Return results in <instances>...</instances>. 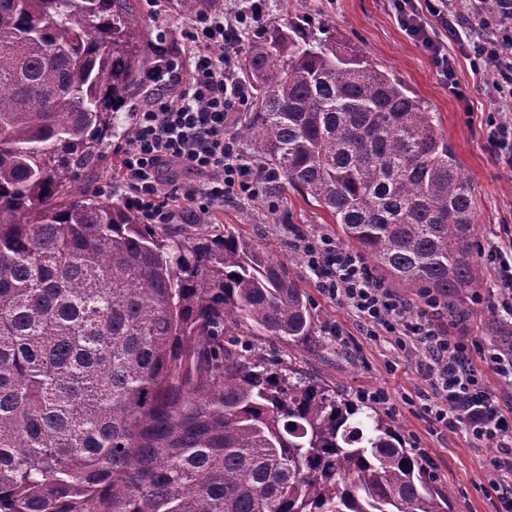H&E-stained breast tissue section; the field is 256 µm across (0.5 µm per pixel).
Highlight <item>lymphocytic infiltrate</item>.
<instances>
[{"mask_svg":"<svg viewBox=\"0 0 512 512\" xmlns=\"http://www.w3.org/2000/svg\"><path fill=\"white\" fill-rule=\"evenodd\" d=\"M407 34L452 82L456 60L449 43L473 48L499 108L512 109V0H391ZM265 0H226L223 10L191 18L188 55L173 61L138 109L135 136L120 148L119 173L107 193L150 224H200L225 201H251L273 175L249 164L231 129L248 104L250 86L236 77L240 44L256 35ZM320 292L346 307L372 340L395 357L419 351L432 392L421 411L433 429L464 432L492 449L485 471L498 494V512H512V405L489 389L485 374L512 383V347L455 336L437 322L445 302L423 297L422 306L398 296L373 273L358 251L329 235L294 241Z\"/></svg>","mask_w":512,"mask_h":512,"instance_id":"lymphocytic-infiltrate-1","label":"lymphocytic infiltrate"}]
</instances>
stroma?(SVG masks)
<instances>
[{"label": "stroma", "mask_w": 512, "mask_h": 512, "mask_svg": "<svg viewBox=\"0 0 512 512\" xmlns=\"http://www.w3.org/2000/svg\"><path fill=\"white\" fill-rule=\"evenodd\" d=\"M269 20L287 19L289 12L303 17L310 30L324 33L338 46L362 55L374 67L388 70L407 89L424 100L436 112L440 128L454 145L465 173L473 183L476 196V235L482 251L493 244L512 239V170L503 168L487 142L486 125L490 118L512 119V112H491L486 92L473 73L469 59L457 45L449 50L456 56L455 89L443 83L429 56L399 27L388 0H267ZM134 16L145 41L157 43L166 34V44L173 49L183 45L182 31L187 22L178 0L167 7L155 6L154 0H132ZM261 245L275 258L287 262L299 286L308 294L315 317V337L304 344H285L273 338L262 344L278 352L284 368L294 375L313 381L323 388L341 392L346 399L357 401L365 388L381 387L393 397L415 395L424 389L419 373V358L401 361L397 371H389L391 354L374 342L349 316L342 305L319 293L315 278L305 268L291 247L295 235L335 234L336 227L326 214L296 192L279 200L278 211L268 209L256 199L240 204L225 202L210 216L213 232L225 226ZM497 269L493 262L484 266L481 297L469 300L465 316L442 318L455 336L491 339L486 324L492 319L489 307L497 298ZM340 323L343 342L329 335L330 323ZM390 421L400 427L408 447L427 449L433 459V471L448 488L452 512H496L495 497L480 489L486 478L482 461L489 451L472 447L462 433H430L418 406L399 405L387 410Z\"/></svg>", "instance_id": "1"}]
</instances>
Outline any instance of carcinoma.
Wrapping results in <instances>:
<instances>
[{"mask_svg": "<svg viewBox=\"0 0 512 512\" xmlns=\"http://www.w3.org/2000/svg\"><path fill=\"white\" fill-rule=\"evenodd\" d=\"M127 3L0 0V512H451L376 409L224 346L314 337L286 262L71 181L165 68ZM240 66V134L272 194H302L388 282L468 314L476 202L436 113L290 19Z\"/></svg>", "mask_w": 512, "mask_h": 512, "instance_id": "carcinoma-1", "label": "carcinoma"}]
</instances>
